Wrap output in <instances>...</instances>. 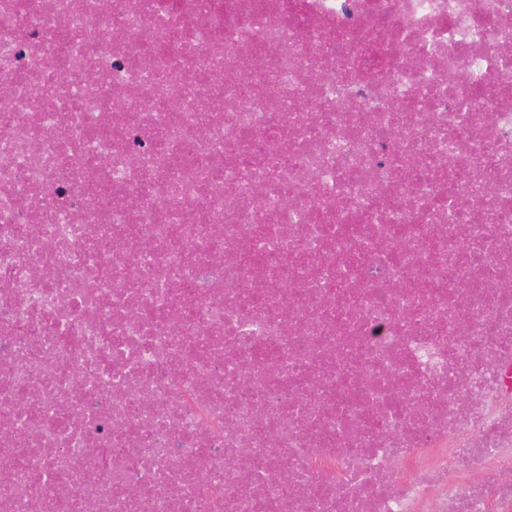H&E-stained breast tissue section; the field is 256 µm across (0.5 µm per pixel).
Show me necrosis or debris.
Instances as JSON below:
<instances>
[{
    "label": "necrosis or debris",
    "mask_w": 512,
    "mask_h": 512,
    "mask_svg": "<svg viewBox=\"0 0 512 512\" xmlns=\"http://www.w3.org/2000/svg\"><path fill=\"white\" fill-rule=\"evenodd\" d=\"M0 512H512V0H0Z\"/></svg>",
    "instance_id": "4bbe7bcc"
}]
</instances>
